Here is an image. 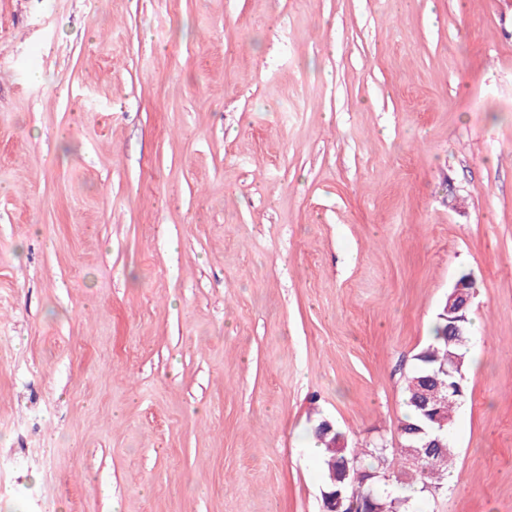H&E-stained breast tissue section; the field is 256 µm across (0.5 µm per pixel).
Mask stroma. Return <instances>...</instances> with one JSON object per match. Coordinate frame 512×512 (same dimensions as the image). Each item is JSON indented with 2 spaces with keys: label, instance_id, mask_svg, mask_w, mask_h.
<instances>
[{
  "label": "stroma",
  "instance_id": "stroma-1",
  "mask_svg": "<svg viewBox=\"0 0 512 512\" xmlns=\"http://www.w3.org/2000/svg\"><path fill=\"white\" fill-rule=\"evenodd\" d=\"M465 274L417 512H512V0H0V512H321Z\"/></svg>",
  "mask_w": 512,
  "mask_h": 512
}]
</instances>
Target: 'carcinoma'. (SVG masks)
Returning <instances> with one entry per match:
<instances>
[{
  "mask_svg": "<svg viewBox=\"0 0 512 512\" xmlns=\"http://www.w3.org/2000/svg\"><path fill=\"white\" fill-rule=\"evenodd\" d=\"M467 346L468 343L448 335L446 321L438 320L433 331V341L415 355L414 366L405 379L404 394L408 412L401 420L403 427L413 429L420 424L421 410L411 403V395L415 380L426 375L427 368L451 364L457 368L455 377L460 381L461 387H466V381L462 380L461 372L465 367ZM411 440L413 437L403 434L401 435L402 447L389 448L383 453L375 447L359 448L354 454H337L330 448L326 449L323 461L325 484L331 485L330 474L334 470L339 472L347 467L351 469L365 467L371 472L378 471L383 478L372 485L360 482L347 483L345 485L347 496L362 500L372 498L375 512H413L409 498L399 497L389 490V487L401 484L407 478L408 473L403 470V465L409 462L413 466L419 492L433 495L443 488L445 476L452 468L454 459L451 448H442L440 449L442 464L432 466L409 447Z\"/></svg>",
  "mask_w": 512,
  "mask_h": 512,
  "instance_id": "cac0c4a2",
  "label": "carcinoma"
}]
</instances>
